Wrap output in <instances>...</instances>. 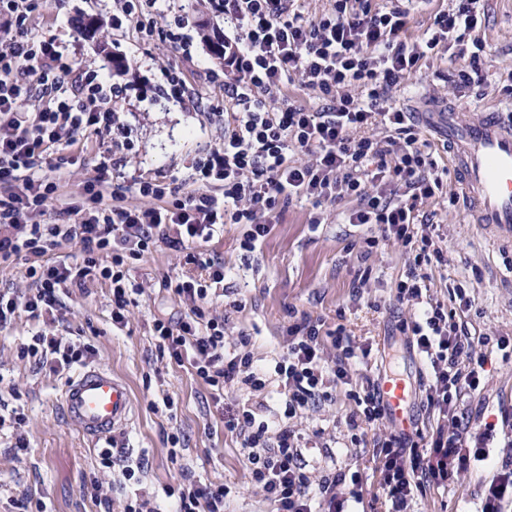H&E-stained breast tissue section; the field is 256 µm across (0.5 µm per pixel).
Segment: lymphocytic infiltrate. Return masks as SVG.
<instances>
[{"label": "lymphocytic infiltrate", "mask_w": 512, "mask_h": 512, "mask_svg": "<svg viewBox=\"0 0 512 512\" xmlns=\"http://www.w3.org/2000/svg\"><path fill=\"white\" fill-rule=\"evenodd\" d=\"M36 2L0 0V262L24 260L25 274L36 284L28 294L0 292V328L22 312L46 322L59 310L61 293L94 280L109 282L112 324L125 328L133 293L125 262L164 244L197 272L173 288L186 312L153 321L160 353L189 365L218 399L278 383L284 422L272 426L257 420L255 409L240 403L224 413L225 429L243 439L252 486L273 512H313L317 495L325 512H348L350 503L363 498L358 472L344 467L314 479L290 421L333 401L337 389L351 384L354 367L369 359L371 345L357 344L341 326L324 331L321 320L304 314L289 325L287 349L275 358L272 372H264L254 363L247 334H239L233 348L225 347L226 318L215 307L224 264L201 246L225 225L242 224L240 246L250 252L269 234L280 202L306 197L319 207L351 199L355 206L347 222L377 228L366 237L367 248L389 242L413 256L397 298L420 311L402 329L430 367L425 399L439 416L431 433L393 432L376 441L373 455L388 512H408L426 487L489 463L493 424L474 430L470 416L459 409L463 391L479 388L487 355L460 330L453 311L425 302L423 295L429 268L444 265L445 256L422 208L442 195L448 171L438 167L428 142L391 96L433 56L463 60L460 86L486 82V44L478 36L485 0H456L417 37L409 32L410 10L403 0L385 8L373 0H333L311 16L296 0H211L228 26L224 141L194 165L195 191L181 197L169 184L140 180L133 188L142 205L124 204L119 188L104 198L110 171L105 158L83 199L67 204L68 224L33 220L58 191L57 182L40 173L45 155L52 146L73 145L82 133L111 129L117 116L98 73L73 77L72 63L54 40L23 39ZM157 2L124 0L112 23L186 48L183 18H164ZM292 86L315 94L319 107L293 101ZM301 154L308 162H298ZM72 239L83 247L80 263L50 261V254ZM94 352L91 344L66 346L40 331L18 356L57 373L85 363ZM352 398L347 425L357 442L362 425L383 420L385 407L373 383ZM230 493L223 484H169L159 495L136 494L123 512H163L162 495L175 500L176 512H224Z\"/></svg>", "instance_id": "lymphocytic-infiltrate-1"}]
</instances>
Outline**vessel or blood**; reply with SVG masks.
Listing matches in <instances>:
<instances>
[{
  "instance_id": "vessel-or-blood-1",
  "label": "vessel or blood",
  "mask_w": 512,
  "mask_h": 512,
  "mask_svg": "<svg viewBox=\"0 0 512 512\" xmlns=\"http://www.w3.org/2000/svg\"><path fill=\"white\" fill-rule=\"evenodd\" d=\"M439 121L453 147L451 162L459 171L473 223L496 240L512 244V122L497 112L470 120L453 111ZM378 389L391 426L410 433L414 419L405 379L380 376ZM62 404L68 423L90 437L114 434L131 420L126 383L97 367L83 369L70 380Z\"/></svg>"
}]
</instances>
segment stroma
Instances as JSON below:
<instances>
[{
  "mask_svg": "<svg viewBox=\"0 0 512 512\" xmlns=\"http://www.w3.org/2000/svg\"><path fill=\"white\" fill-rule=\"evenodd\" d=\"M486 5L480 35L487 46V83L457 88L452 79L455 63L430 58L409 82L393 89L399 108L418 113L449 107L472 119L487 108L512 103V0H487ZM120 7V0H38L27 24V36L54 39L73 60L75 72H98L107 86L119 87L113 105L119 124L126 128L122 135H81L74 145L48 156L43 173L59 188L47 201L41 223L66 222V202L82 193L100 157L112 160L108 189L126 187V204L136 205L140 199L129 186L138 180H160L181 194L191 191L193 165L224 141V119L216 112L224 104V87L208 78L210 72H222L224 65L198 34L204 21L223 29V17L208 11L207 0H160L161 11L185 19L189 48L182 51L142 37L132 27L113 29L112 15ZM91 20L100 26L93 36L84 30ZM116 55L123 61L118 71L112 68ZM170 68L183 71L195 102L166 95ZM348 207L345 201L324 205L322 223L314 224L312 201L296 199L283 204L277 224L255 251L241 249L244 228L239 224L225 225L223 234L206 244V251L224 262L228 295L246 304L242 311H228L225 340L231 343L239 333L249 334L254 362L266 368L287 347L292 313L321 320L328 330L344 325L356 342L373 347L368 364L356 368V383L378 380L388 370L408 371L416 426L429 432L438 417L427 409L420 389L427 370L400 331L415 308L396 298L397 284L405 279L412 260L398 244L366 252L368 229L346 223ZM423 210L436 226L437 244L447 260L432 269L428 297L447 305L454 289L464 287L472 305L457 311L456 322L472 337L512 344V246L472 224L456 174H449L445 196L429 200ZM127 267L142 292L129 307L126 328H113L112 293L102 281L62 294L59 320L40 328L70 342L91 343L96 353L90 365L126 381L134 410L126 430L114 439L118 468L100 471L98 452L104 440L84 436L65 419L61 396L74 370L53 374L33 359L19 358L21 345L38 329L27 315H20L0 331V405L23 410L30 446L15 452L13 428L0 427V512H17L13 501L23 496L30 512H122L135 493H158L177 481L233 488L224 512H271L269 502L248 483L240 438L225 431L222 422L223 406L238 403V395L216 403L189 367L160 355L152 336L154 318H177L185 312L166 282L194 273V266L160 244L128 260ZM167 397L172 407L164 406ZM460 406L475 425L496 423V457L511 453L512 359L502 360L500 352H492L482 390L466 392ZM354 407L340 389L335 401L306 411L293 426L310 472L321 476L345 465L357 469L365 489L358 512H384L372 452L375 441L391 427L384 420L366 426L360 445H353L346 419ZM175 432L181 450L174 457L167 437ZM125 466L138 469L140 483L123 478ZM491 477L488 469L469 470L447 485L427 487L412 508L478 512L480 489Z\"/></svg>",
  "mask_w": 512,
  "mask_h": 512,
  "instance_id": "obj_1",
  "label": "stroma"
}]
</instances>
